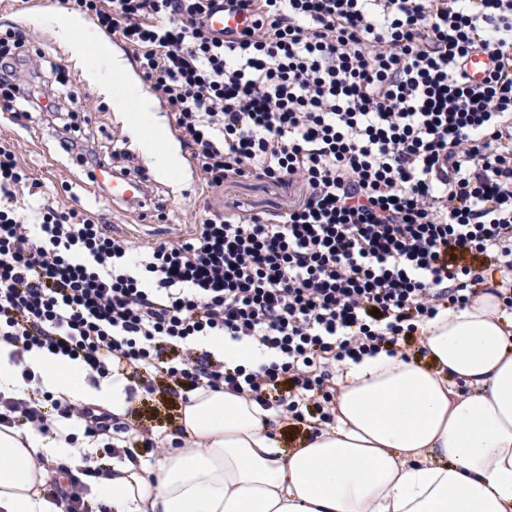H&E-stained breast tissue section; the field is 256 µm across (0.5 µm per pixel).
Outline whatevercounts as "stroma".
Wrapping results in <instances>:
<instances>
[{
	"label": "stroma",
	"instance_id": "stroma-1",
	"mask_svg": "<svg viewBox=\"0 0 512 512\" xmlns=\"http://www.w3.org/2000/svg\"><path fill=\"white\" fill-rule=\"evenodd\" d=\"M60 0H0V37L14 28L31 37L30 51L40 53L41 64L35 73L46 88H64L70 96L69 121L79 138L89 141L109 166H129L154 172L157 190L151 213L121 210L86 175L75 155L62 152L51 129L38 119L26 126L17 125L9 113L0 112V145L14 151L21 167L34 182L33 193L23 194L21 204L36 210L52 199L78 211L106 218L114 234L129 238L135 245L148 246L163 240L190 237L204 203L216 207L242 205L258 213H277L298 201V190L249 178L215 189L205 188L189 151L184 146L171 112L156 103V115L164 125L163 150L175 153L179 166L175 173L157 172L147 145V137L134 133L122 113L86 76L92 58L73 55L69 42L48 22L51 12L61 10ZM124 142L128 156H112L114 139ZM179 405L163 394L137 393L126 408L122 421L136 430L176 435Z\"/></svg>",
	"mask_w": 512,
	"mask_h": 512
}]
</instances>
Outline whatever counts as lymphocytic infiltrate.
<instances>
[{
  "label": "lymphocytic infiltrate",
  "mask_w": 512,
  "mask_h": 512,
  "mask_svg": "<svg viewBox=\"0 0 512 512\" xmlns=\"http://www.w3.org/2000/svg\"><path fill=\"white\" fill-rule=\"evenodd\" d=\"M214 0H73L132 52L207 187L299 185L282 213L204 206L191 238L138 252L111 225L47 203L17 208L28 176L0 146V342L82 364L93 379H155L188 401L227 387L280 418L332 425L336 365L397 356L440 312L488 292L512 313V0H224L250 15L212 33ZM26 31L0 45V110L54 122ZM491 65L477 82L469 57ZM204 336L258 343L250 368L198 351ZM67 420L107 456L123 424L34 390L0 396V425Z\"/></svg>",
  "instance_id": "1"
}]
</instances>
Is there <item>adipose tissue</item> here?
Instances as JSON below:
<instances>
[{
	"label": "adipose tissue",
	"mask_w": 512,
	"mask_h": 512,
	"mask_svg": "<svg viewBox=\"0 0 512 512\" xmlns=\"http://www.w3.org/2000/svg\"><path fill=\"white\" fill-rule=\"evenodd\" d=\"M88 79L137 122L152 105L124 78L90 66ZM423 366L386 353L347 362L331 427L298 448H280L272 411L230 390L199 389L181 406V447L145 469L113 462L89 478L110 512H512V317L485 293L422 329ZM45 390L112 414L125 382L90 388L77 362L40 351L23 364L0 345V391L27 389L23 368ZM84 451L35 431L0 427V512H61L42 487L58 466H83Z\"/></svg>",
	"instance_id": "adipose-tissue-1"
}]
</instances>
